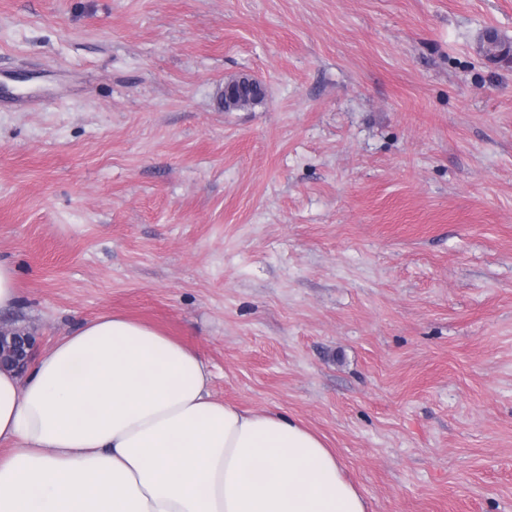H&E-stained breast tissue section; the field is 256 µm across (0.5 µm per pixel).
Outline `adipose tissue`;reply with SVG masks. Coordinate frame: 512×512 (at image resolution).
<instances>
[{"mask_svg": "<svg viewBox=\"0 0 512 512\" xmlns=\"http://www.w3.org/2000/svg\"><path fill=\"white\" fill-rule=\"evenodd\" d=\"M196 351L119 315L0 369V512H367L321 438L211 393Z\"/></svg>", "mask_w": 512, "mask_h": 512, "instance_id": "adipose-tissue-1", "label": "adipose tissue"}]
</instances>
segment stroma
<instances>
[{
    "label": "stroma",
    "instance_id": "obj_1",
    "mask_svg": "<svg viewBox=\"0 0 512 512\" xmlns=\"http://www.w3.org/2000/svg\"><path fill=\"white\" fill-rule=\"evenodd\" d=\"M512 0H0V328L103 313L332 448L512 512ZM260 80L233 112L228 79ZM14 272L10 266L0 262V310L11 309L18 303Z\"/></svg>",
    "mask_w": 512,
    "mask_h": 512
}]
</instances>
